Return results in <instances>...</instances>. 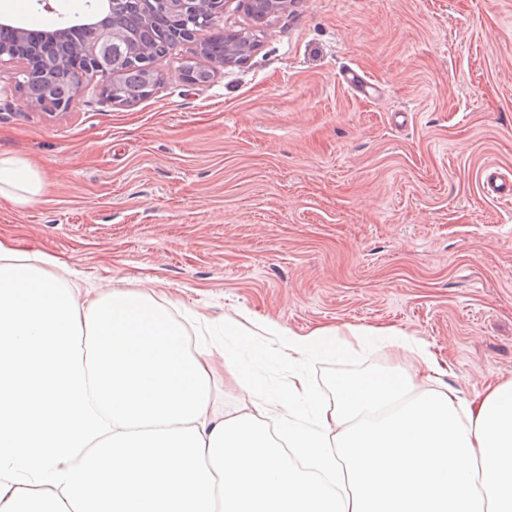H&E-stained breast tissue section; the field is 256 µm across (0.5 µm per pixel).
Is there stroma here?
<instances>
[{"label": "stroma", "mask_w": 512, "mask_h": 512, "mask_svg": "<svg viewBox=\"0 0 512 512\" xmlns=\"http://www.w3.org/2000/svg\"><path fill=\"white\" fill-rule=\"evenodd\" d=\"M8 18L75 24L86 0H12ZM243 65L192 84L196 43L152 67L151 95L29 107L0 66V152L30 158L42 196L0 200V238L65 261L82 288L154 289L223 322L394 327L432 344L471 398L512 380V0H296L256 24ZM355 69L366 98L341 80ZM324 400L347 376L415 362L388 348L302 360Z\"/></svg>", "instance_id": "35a3bbf8"}]
</instances>
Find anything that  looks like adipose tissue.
Here are the masks:
<instances>
[{"instance_id": "obj_1", "label": "adipose tissue", "mask_w": 512, "mask_h": 512, "mask_svg": "<svg viewBox=\"0 0 512 512\" xmlns=\"http://www.w3.org/2000/svg\"><path fill=\"white\" fill-rule=\"evenodd\" d=\"M44 187L0 155V198L26 206ZM62 267L0 239V512H512V381L467 400L399 329L225 319V335L260 334L271 362L374 340L421 367L344 379L331 404L298 370L268 394L203 314L177 321L150 290H83ZM223 370L252 396L233 416L215 408ZM274 407L284 444L262 425Z\"/></svg>"}]
</instances>
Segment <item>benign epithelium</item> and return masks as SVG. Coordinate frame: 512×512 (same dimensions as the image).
Returning <instances> with one entry per match:
<instances>
[{"label": "benign epithelium", "mask_w": 512, "mask_h": 512, "mask_svg": "<svg viewBox=\"0 0 512 512\" xmlns=\"http://www.w3.org/2000/svg\"><path fill=\"white\" fill-rule=\"evenodd\" d=\"M116 3H132V0H103L104 17L86 23L91 38L80 47L85 59L84 74L64 86L54 80V72L62 68L61 58L48 50L36 60L19 48L26 38L25 31L6 21L0 22V30L10 31L13 41L0 45V64L22 59L26 66L19 71L15 86L23 93L27 105L44 112L59 114L66 111L86 88L88 77L100 75L108 79L100 89L102 98L113 105L124 106L126 101L113 95V90L124 81L125 72L120 64L132 53L141 54L140 62L151 68L154 60L172 54L181 44L193 42L197 36L217 26L224 14V0H161V3L178 15L179 23L164 37L152 44L141 42L140 33L118 29L109 25L110 14ZM293 0H258L259 18L264 22L270 16L287 10ZM256 49L252 42L223 58H212L214 68H227L245 63Z\"/></svg>", "instance_id": "obj_1"}]
</instances>
